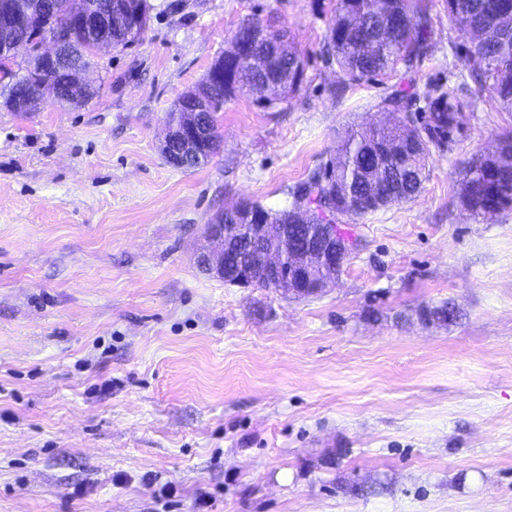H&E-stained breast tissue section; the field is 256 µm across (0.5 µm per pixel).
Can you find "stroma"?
<instances>
[{"label": "stroma", "mask_w": 512, "mask_h": 512, "mask_svg": "<svg viewBox=\"0 0 512 512\" xmlns=\"http://www.w3.org/2000/svg\"><path fill=\"white\" fill-rule=\"evenodd\" d=\"M149 2L139 42L96 50L98 96L0 108V512H512V208L458 198L512 112L471 87L422 192L349 222L324 292L241 288L199 265L207 225L289 208L388 84L326 63L336 0ZM434 2L421 97L478 68ZM248 19L291 33L300 86L237 91L217 153L173 168L170 112Z\"/></svg>", "instance_id": "stroma-1"}]
</instances>
